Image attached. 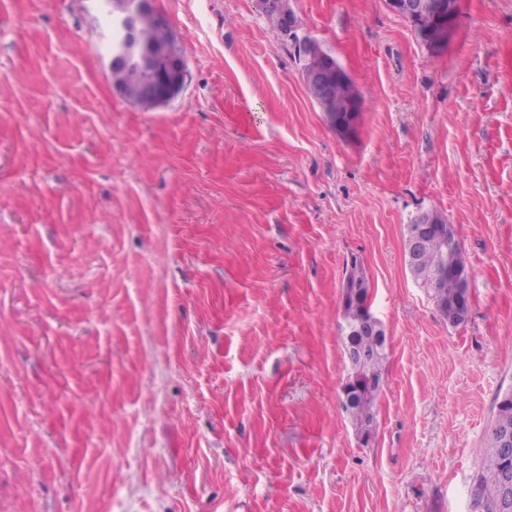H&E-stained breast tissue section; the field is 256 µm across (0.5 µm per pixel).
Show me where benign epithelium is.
Wrapping results in <instances>:
<instances>
[{"instance_id":"7a95c632","label":"benign epithelium","mask_w":512,"mask_h":512,"mask_svg":"<svg viewBox=\"0 0 512 512\" xmlns=\"http://www.w3.org/2000/svg\"><path fill=\"white\" fill-rule=\"evenodd\" d=\"M110 6V15L125 32L124 41L115 47L109 62V74L113 87L125 100L147 107L163 106L173 101L182 91L187 69L183 42L173 32L168 17L156 10L152 0H104ZM262 11L277 12L283 24L282 34L299 49L303 81L310 96L326 112L334 111L336 87L340 76L346 73L336 59L328 53L314 60L306 50L315 44L313 40L299 37V19L291 7V0H258ZM391 11L414 24L421 42L433 51L448 43L457 29L460 0H387ZM148 15L166 33V38L151 49H141L137 43L138 20ZM139 59L140 80L130 85L121 78V70L128 66L132 57ZM441 233L431 218L412 227L406 234L412 249L407 251L408 262L415 264L426 239Z\"/></svg>"}]
</instances>
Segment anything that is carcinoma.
<instances>
[{
    "label": "carcinoma",
    "mask_w": 512,
    "mask_h": 512,
    "mask_svg": "<svg viewBox=\"0 0 512 512\" xmlns=\"http://www.w3.org/2000/svg\"><path fill=\"white\" fill-rule=\"evenodd\" d=\"M437 225L448 233V240L441 236L429 238L423 245L414 268V275L430 285L434 281L437 268L444 270L439 287L434 289L436 307L451 324L459 323L457 313L451 305L461 292L459 273L464 270L461 249L455 240L453 227L445 217L433 213ZM345 325H351L362 319L363 306L356 292L348 288L342 292L341 303ZM384 358L371 357L362 367L360 378L353 380L352 399L342 401L344 411L351 418L356 434L360 438L373 436L374 407L377 393L370 391L368 379L381 380ZM501 431H512V399L501 400L497 406L495 418L491 424L486 450L471 490L470 502L480 506L481 512H501L496 503V489L502 473L512 469V456L500 451Z\"/></svg>",
    "instance_id": "carcinoma-1"
}]
</instances>
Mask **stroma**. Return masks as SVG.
<instances>
[{
  "label": "stroma",
  "mask_w": 512,
  "mask_h": 512,
  "mask_svg": "<svg viewBox=\"0 0 512 512\" xmlns=\"http://www.w3.org/2000/svg\"><path fill=\"white\" fill-rule=\"evenodd\" d=\"M363 105L342 138L255 0H155L183 91L108 78L99 0H0V512H468L512 391V0L440 52L386 0H292ZM452 224L453 326L406 227ZM364 267L388 338L341 405ZM356 292L352 290V288H346L342 292V313L343 319L345 322V326H343V330L346 333V326L359 322L362 319V311L363 306L362 302L356 296ZM386 355L382 357H371L362 367V374L360 378L352 379V399L347 403L344 397H342V407L344 411L351 418L352 424L356 431V434L360 438L369 439L373 436V418H374V407L375 400L378 391L372 392L369 388L368 379L375 378L381 381L382 375V364ZM359 393L368 395H359Z\"/></svg>",
  "instance_id": "35a3bbf8"
}]
</instances>
